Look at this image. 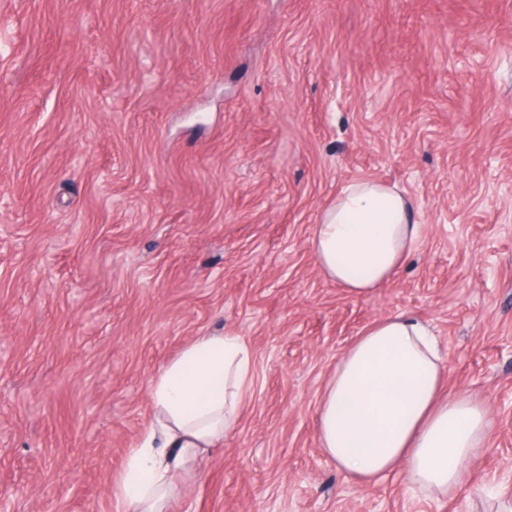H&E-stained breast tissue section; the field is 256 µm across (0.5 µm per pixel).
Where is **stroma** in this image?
Returning a JSON list of instances; mask_svg holds the SVG:
<instances>
[{"label": "stroma", "instance_id": "obj_1", "mask_svg": "<svg viewBox=\"0 0 512 512\" xmlns=\"http://www.w3.org/2000/svg\"><path fill=\"white\" fill-rule=\"evenodd\" d=\"M405 190L421 238L365 298L320 211ZM432 325L492 430L455 493L346 480L318 445L337 359ZM252 352L233 438L171 512L512 507V0H0V498L119 512L149 383L196 336Z\"/></svg>", "mask_w": 512, "mask_h": 512}]
</instances>
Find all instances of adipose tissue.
<instances>
[{"instance_id":"adipose-tissue-1","label":"adipose tissue","mask_w":512,"mask_h":512,"mask_svg":"<svg viewBox=\"0 0 512 512\" xmlns=\"http://www.w3.org/2000/svg\"><path fill=\"white\" fill-rule=\"evenodd\" d=\"M397 186L355 179L318 216L312 247L321 274L357 298L405 265L420 238ZM444 362L427 322L404 313L376 319L336 362L317 411L321 448L346 479L374 483L401 471L409 487L448 494L491 430L487 406L444 394ZM249 347L235 334L196 337L152 378L155 418L113 485L124 512H168L174 476L237 430L252 395Z\"/></svg>"}]
</instances>
